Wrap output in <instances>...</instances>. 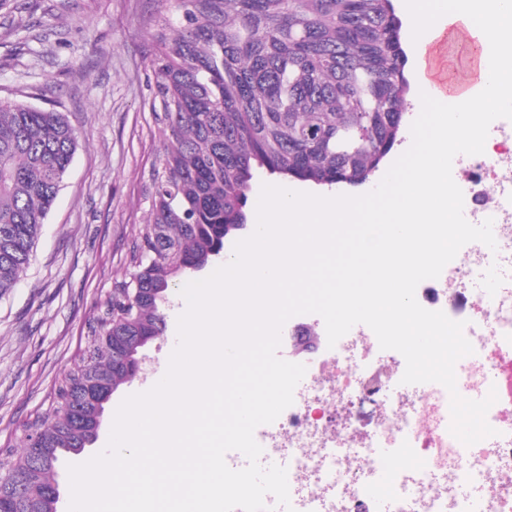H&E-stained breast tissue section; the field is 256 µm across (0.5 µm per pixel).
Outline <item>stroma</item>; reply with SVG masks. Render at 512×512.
Segmentation results:
<instances>
[{
    "label": "stroma",
    "instance_id": "35a3bbf8",
    "mask_svg": "<svg viewBox=\"0 0 512 512\" xmlns=\"http://www.w3.org/2000/svg\"><path fill=\"white\" fill-rule=\"evenodd\" d=\"M167 0H0V99L67 115L78 147L42 226L28 268L0 295V455L51 408L63 376L89 361L92 325L123 277L135 225L144 223L154 136L155 46L149 20ZM411 84L400 156L411 144L428 83L422 43L404 35ZM182 306L172 289L166 329L145 349V370L106 403L92 457L107 445L114 413L162 372L178 343Z\"/></svg>",
    "mask_w": 512,
    "mask_h": 512
}]
</instances>
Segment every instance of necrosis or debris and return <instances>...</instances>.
<instances>
[{
  "instance_id": "necrosis-or-debris-1",
  "label": "necrosis or debris",
  "mask_w": 512,
  "mask_h": 512,
  "mask_svg": "<svg viewBox=\"0 0 512 512\" xmlns=\"http://www.w3.org/2000/svg\"><path fill=\"white\" fill-rule=\"evenodd\" d=\"M458 185L476 222L492 219L495 253L469 243L416 299L464 322L474 348L456 365L458 387L494 379L487 413L495 436L464 446L450 431L448 391L437 383L402 384L403 356L383 355L375 334L343 336L328 346L310 325L316 349L299 356L306 384L294 402L254 437L263 461L286 467L294 512H512V130L490 133L485 151L462 156ZM394 449L398 460L381 451Z\"/></svg>"
}]
</instances>
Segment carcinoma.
<instances>
[{"instance_id":"carcinoma-1","label":"carcinoma","mask_w":512,"mask_h":512,"mask_svg":"<svg viewBox=\"0 0 512 512\" xmlns=\"http://www.w3.org/2000/svg\"><path fill=\"white\" fill-rule=\"evenodd\" d=\"M151 20L156 138L149 215L135 227L129 273L92 327L91 361L69 372L22 452L0 459V494L17 512H50L55 457L96 437V389L133 380L143 341L163 334L177 279L208 269L249 223V191L282 182L360 186L400 141L410 84L392 0H170ZM78 146L61 112L0 101V294L13 288Z\"/></svg>"}]
</instances>
